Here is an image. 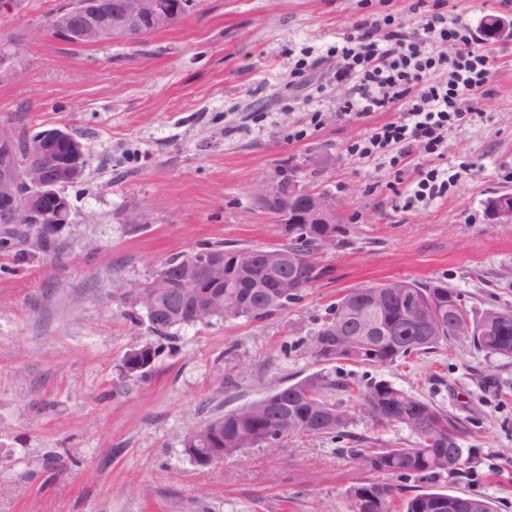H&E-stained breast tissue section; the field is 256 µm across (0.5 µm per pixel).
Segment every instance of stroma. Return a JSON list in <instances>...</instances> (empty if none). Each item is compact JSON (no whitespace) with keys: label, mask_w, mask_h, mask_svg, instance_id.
<instances>
[{"label":"stroma","mask_w":512,"mask_h":512,"mask_svg":"<svg viewBox=\"0 0 512 512\" xmlns=\"http://www.w3.org/2000/svg\"><path fill=\"white\" fill-rule=\"evenodd\" d=\"M416 0H191L184 17L137 44L74 46L48 23L65 0H20L0 13L23 66L0 82V123L29 133L69 125L89 148L66 193L71 224L42 246L28 227L0 229V512H349L370 479L345 440L292 437L255 445L208 468L189 461V430L298 381L319 366L302 345L351 288L406 279L441 282L471 314L512 307V223H493L489 198L512 192V31L486 40L498 57L478 112L449 128L447 196L412 209L403 198L428 160L400 167L360 158L351 144L393 120H346L330 49L357 21L417 19ZM449 17L481 32L512 22V0H447ZM331 196L342 235L313 254L324 275L288 309L261 321L212 320L167 341L152 372L125 376L121 359L151 340L131 300L168 260L223 242L281 244L253 189L283 168ZM139 213L143 223H130ZM462 424L474 461L428 481L512 512V359L465 339L372 367ZM350 432L371 446H411L403 426L352 409Z\"/></svg>","instance_id":"35a3bbf8"}]
</instances>
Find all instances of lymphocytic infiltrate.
Instances as JSON below:
<instances>
[{"mask_svg": "<svg viewBox=\"0 0 512 512\" xmlns=\"http://www.w3.org/2000/svg\"><path fill=\"white\" fill-rule=\"evenodd\" d=\"M443 5L433 0L414 31L386 15L365 19L344 36V63L335 78L351 85L352 93L343 117L397 114L354 143L353 152H388L395 164L416 151L440 155L449 125L464 121L487 95L496 57Z\"/></svg>", "mask_w": 512, "mask_h": 512, "instance_id": "f902f5d3", "label": "lymphocytic infiltrate"}]
</instances>
